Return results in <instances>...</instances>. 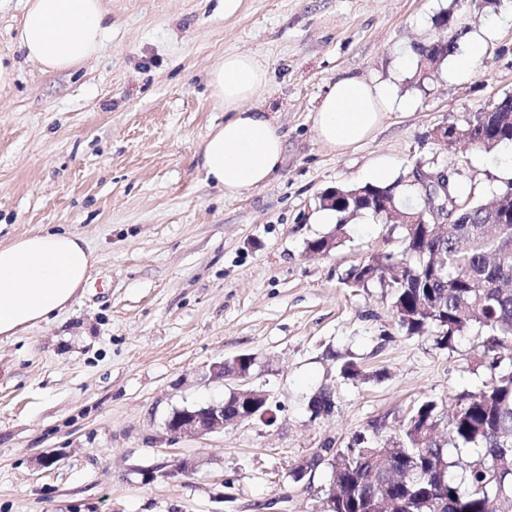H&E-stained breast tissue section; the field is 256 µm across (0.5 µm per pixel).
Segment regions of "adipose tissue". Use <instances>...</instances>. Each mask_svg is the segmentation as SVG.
Here are the masks:
<instances>
[{"label":"adipose tissue","instance_id":"ef3b65f1","mask_svg":"<svg viewBox=\"0 0 512 512\" xmlns=\"http://www.w3.org/2000/svg\"><path fill=\"white\" fill-rule=\"evenodd\" d=\"M106 33L101 0H27L19 47L44 71L59 72L96 56ZM267 83L265 67L247 54H227L209 73L211 96L226 118L197 153L206 179L225 196L266 184L281 166L285 135L252 105ZM396 104L390 85L344 75L328 84L314 128L341 153L371 139ZM94 263L86 240L68 231L42 230L0 245V336L23 335L65 311Z\"/></svg>","mask_w":512,"mask_h":512}]
</instances>
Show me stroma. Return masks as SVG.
Segmentation results:
<instances>
[{
	"instance_id": "1",
	"label": "stroma",
	"mask_w": 512,
	"mask_h": 512,
	"mask_svg": "<svg viewBox=\"0 0 512 512\" xmlns=\"http://www.w3.org/2000/svg\"><path fill=\"white\" fill-rule=\"evenodd\" d=\"M25 4L0 0V56L16 69L0 90V244L65 230L97 262L67 310L0 342V512H321L332 468L300 475L306 459L361 435L392 444L423 401L447 407L498 377L484 330L449 347L405 335L391 288L347 284L370 255L399 251L397 221L358 216L330 254L307 247L335 230L315 220L322 195L365 185L379 159L413 199L419 168L448 169L462 204L503 192L512 145L485 153L431 132L512 94V0H103L102 51L51 73L18 49ZM446 12L467 34L493 29L486 54L472 73L447 59L418 80L398 59L436 39ZM230 52L267 68L253 105L285 135L278 172L233 199L196 155L224 121L207 77ZM347 73L409 105L337 153L313 119ZM239 354L254 364L235 386L265 390L266 414L170 434L176 410L228 396L209 367ZM323 391L325 417L312 407ZM176 459L187 471L166 473Z\"/></svg>"
}]
</instances>
